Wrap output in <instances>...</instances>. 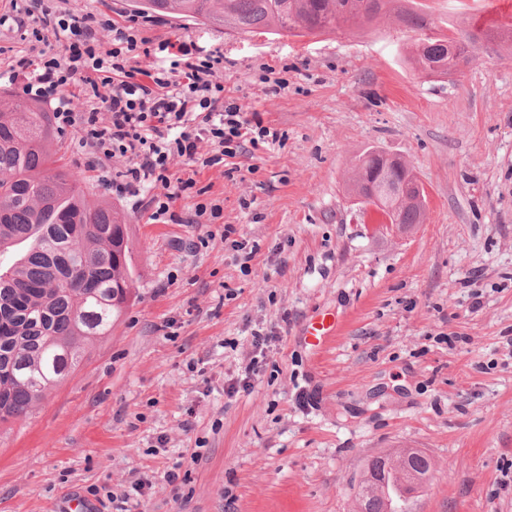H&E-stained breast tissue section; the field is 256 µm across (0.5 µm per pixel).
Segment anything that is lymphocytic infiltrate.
I'll use <instances>...</instances> for the list:
<instances>
[{"label": "lymphocytic infiltrate", "mask_w": 512, "mask_h": 512, "mask_svg": "<svg viewBox=\"0 0 512 512\" xmlns=\"http://www.w3.org/2000/svg\"><path fill=\"white\" fill-rule=\"evenodd\" d=\"M16 24L38 40L52 34L66 57H46L36 64L25 56L15 57L9 81L22 84L32 98L53 104L56 124L77 128L80 146L124 158L126 167L104 178L103 184L133 200L150 220L183 221L173 203L196 182L174 177L176 162L205 168L220 163L222 157L233 158L281 139L277 130L264 126L259 113L225 97L223 52L203 51L189 37L153 47L138 39L132 22L104 25L91 13L53 12L44 0H26ZM103 26L112 34L107 50L98 36ZM160 53L173 55L170 69L154 66ZM104 77L112 80L105 115L75 111L66 89L79 84L95 92ZM205 143L219 146L220 154L203 156ZM158 184L167 187V194H153Z\"/></svg>", "instance_id": "lymphocytic-infiltrate-1"}]
</instances>
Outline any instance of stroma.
Listing matches in <instances>:
<instances>
[{
  "label": "stroma",
  "mask_w": 512,
  "mask_h": 512,
  "mask_svg": "<svg viewBox=\"0 0 512 512\" xmlns=\"http://www.w3.org/2000/svg\"><path fill=\"white\" fill-rule=\"evenodd\" d=\"M45 2L130 16L128 0ZM501 2L393 0L369 26L316 37L139 16L151 43L223 51L225 97L283 142L253 172L202 169L174 204L183 223L157 224L102 185L123 160L59 131L62 164L125 216L135 295L34 416L0 429V512H70L75 494L100 512H355L368 460L406 448L435 463L411 512H512V42L427 79L397 19L414 7L452 37L511 16ZM16 16L0 0V68L61 54L22 40ZM370 149L413 169L421 223L398 232L354 201ZM316 314L341 323L319 355L304 335ZM257 331L265 370L230 392Z\"/></svg>",
  "instance_id": "stroma-1"
}]
</instances>
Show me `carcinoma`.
Returning <instances> with one entry per match:
<instances>
[{"label":"carcinoma","instance_id":"carcinoma-1","mask_svg":"<svg viewBox=\"0 0 512 512\" xmlns=\"http://www.w3.org/2000/svg\"><path fill=\"white\" fill-rule=\"evenodd\" d=\"M385 0H132V10L178 16L236 33L259 29L288 36L363 27ZM399 21L427 27L414 10ZM485 29L454 42L426 37L413 55L422 76H446L468 64ZM56 132L40 103L0 92V427L27 418L47 393L79 367L84 345L106 336L133 296L125 221L107 202L89 200L81 177L58 165ZM403 224L421 223L413 206L393 201ZM365 512H387L386 494L370 491Z\"/></svg>","mask_w":512,"mask_h":512}]
</instances>
